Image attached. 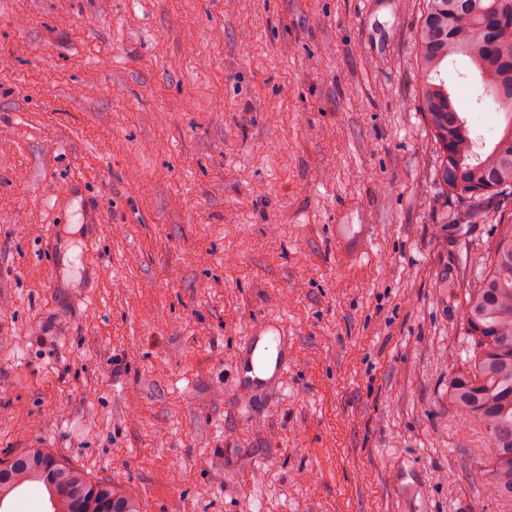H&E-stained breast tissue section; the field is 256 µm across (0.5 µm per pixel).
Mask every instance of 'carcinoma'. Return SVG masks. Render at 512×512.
<instances>
[{
    "label": "carcinoma",
    "instance_id": "carcinoma-1",
    "mask_svg": "<svg viewBox=\"0 0 512 512\" xmlns=\"http://www.w3.org/2000/svg\"><path fill=\"white\" fill-rule=\"evenodd\" d=\"M418 39L423 84L418 108L443 153L441 177L457 199L512 188V0H424ZM469 60L481 94L506 114L486 151L453 101L441 66ZM467 334L478 345L472 370L448 377L454 407L483 424L492 448L490 497L512 499V233L499 243L480 287L463 305ZM25 484H40L53 512H140L137 494L109 482H92L66 461L31 448L0 468V505Z\"/></svg>",
    "mask_w": 512,
    "mask_h": 512
}]
</instances>
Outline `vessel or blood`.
<instances>
[{
	"label": "vessel or blood",
	"mask_w": 512,
	"mask_h": 512,
	"mask_svg": "<svg viewBox=\"0 0 512 512\" xmlns=\"http://www.w3.org/2000/svg\"><path fill=\"white\" fill-rule=\"evenodd\" d=\"M286 345L279 329L256 328L234 359L240 388L259 393L270 381L280 380L288 369Z\"/></svg>",
	"instance_id": "obj_1"
}]
</instances>
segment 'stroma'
<instances>
[{
  "label": "stroma",
  "instance_id": "stroma-1",
  "mask_svg": "<svg viewBox=\"0 0 512 512\" xmlns=\"http://www.w3.org/2000/svg\"><path fill=\"white\" fill-rule=\"evenodd\" d=\"M422 8L0 0L1 462L141 512H512L448 401L512 189L441 181ZM267 321L291 365L256 395L232 360ZM25 484H41L52 512H140L137 494L84 473L42 448H30L0 468V505ZM112 509V510H111Z\"/></svg>",
  "mask_w": 512,
  "mask_h": 512
}]
</instances>
